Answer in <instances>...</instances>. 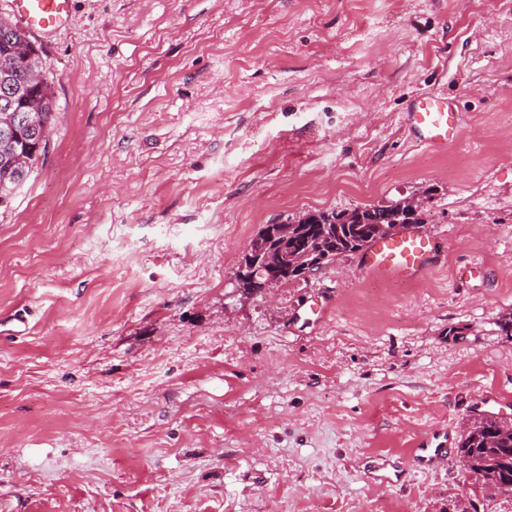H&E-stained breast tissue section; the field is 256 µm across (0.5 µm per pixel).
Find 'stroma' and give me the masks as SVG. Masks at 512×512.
<instances>
[{"instance_id": "stroma-1", "label": "stroma", "mask_w": 512, "mask_h": 512, "mask_svg": "<svg viewBox=\"0 0 512 512\" xmlns=\"http://www.w3.org/2000/svg\"><path fill=\"white\" fill-rule=\"evenodd\" d=\"M40 45L50 142L0 212V512H512L456 452L512 424V0H73ZM424 96L455 143L407 126ZM414 195L445 249L422 277L353 254L236 294L265 225ZM407 122L432 147H447L457 140L458 112L441 98L427 96L414 101Z\"/></svg>"}]
</instances>
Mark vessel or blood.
<instances>
[{
    "mask_svg": "<svg viewBox=\"0 0 512 512\" xmlns=\"http://www.w3.org/2000/svg\"><path fill=\"white\" fill-rule=\"evenodd\" d=\"M73 0H12L19 22L34 35L47 36L61 29L71 15ZM407 122L433 147H445L457 140L460 124L454 108L441 98L427 96L414 101ZM442 249L415 232L379 240L373 247L367 268L370 272L398 280L415 278L436 266Z\"/></svg>",
    "mask_w": 512,
    "mask_h": 512,
    "instance_id": "obj_1",
    "label": "vessel or blood"
}]
</instances>
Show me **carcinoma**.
<instances>
[{"mask_svg": "<svg viewBox=\"0 0 512 512\" xmlns=\"http://www.w3.org/2000/svg\"><path fill=\"white\" fill-rule=\"evenodd\" d=\"M31 46L34 61L42 64V50L31 39L30 35L20 26L7 18L0 17V68L9 67L13 71L14 82L24 83L26 77L23 60L15 56L11 49L17 42ZM26 105L29 110L39 114L40 130L44 139L38 140L32 135L25 139L35 144L49 143V135L54 120L55 102L51 84L42 89H33ZM39 164V157L31 159L30 165L23 169V176L15 178V171L0 169V184L4 197L3 209H8L16 198L11 187L24 185L31 178ZM425 210L399 211L397 207L379 206L362 207L351 210L311 211L303 214L293 224V237L289 238L288 246L294 242L309 238H320L319 255L325 258L324 265H329L337 258L354 253H365L375 243V226L387 225L392 234L414 231L424 224ZM457 454L466 467V471L478 480H486L489 471L499 473L503 479L512 481V425L503 424L500 420L480 416L463 429L457 444Z\"/></svg>", "mask_w": 512, "mask_h": 512, "instance_id": "1", "label": "carcinoma"}]
</instances>
